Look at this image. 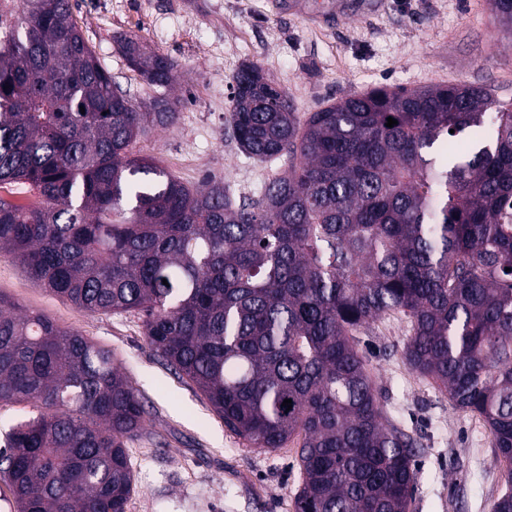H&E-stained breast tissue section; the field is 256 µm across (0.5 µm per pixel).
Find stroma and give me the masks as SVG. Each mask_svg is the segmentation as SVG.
<instances>
[{
	"label": "stroma",
	"instance_id": "stroma-1",
	"mask_svg": "<svg viewBox=\"0 0 512 512\" xmlns=\"http://www.w3.org/2000/svg\"><path fill=\"white\" fill-rule=\"evenodd\" d=\"M276 0H71L75 22L111 72L137 100L156 89L129 70L115 42L140 39L175 63L168 92L175 123L133 146L183 183L205 176L234 197L257 196L281 162L247 157L230 122L232 78L262 67L284 89L299 119L375 88L423 89L465 83L512 103V33L490 0H385L366 11L326 15L327 0H307V14ZM0 296L111 349L147 412L129 442L134 489L125 512H295L297 442L268 452L228 430L196 386L148 346L134 313L89 314L37 286L9 254H0ZM406 317L392 311L361 331L376 393L394 423L417 442L410 512H492L506 490V467L489 428L452 405L444 390L415 373L404 356Z\"/></svg>",
	"mask_w": 512,
	"mask_h": 512
}]
</instances>
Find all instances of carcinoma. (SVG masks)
<instances>
[{"label": "carcinoma", "instance_id": "cac0c4a2", "mask_svg": "<svg viewBox=\"0 0 512 512\" xmlns=\"http://www.w3.org/2000/svg\"><path fill=\"white\" fill-rule=\"evenodd\" d=\"M491 3L511 32L512 0ZM120 51L172 84L170 57L134 38ZM232 88L240 150L288 163L238 201L133 155L174 103L112 81L70 0L0 9V189L38 195L0 197V251L82 311L140 315L249 447L301 438L295 512H409L416 440L386 421L355 342L391 311L408 364L484 420L511 484L512 106L467 84L378 88L302 122L254 64ZM464 136L472 149L449 153ZM0 403L36 410L0 446L14 512H125L147 411L110 350L0 296Z\"/></svg>", "mask_w": 512, "mask_h": 512}]
</instances>
